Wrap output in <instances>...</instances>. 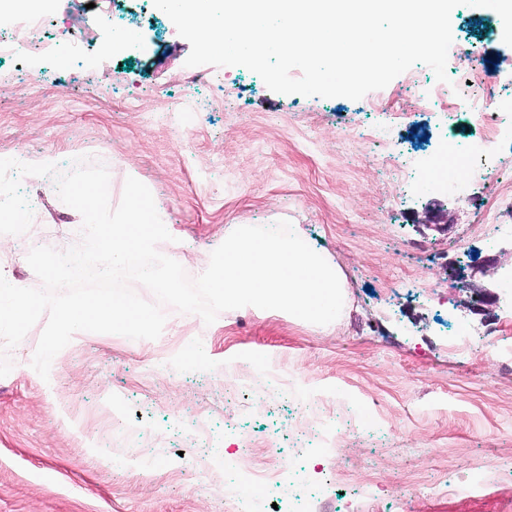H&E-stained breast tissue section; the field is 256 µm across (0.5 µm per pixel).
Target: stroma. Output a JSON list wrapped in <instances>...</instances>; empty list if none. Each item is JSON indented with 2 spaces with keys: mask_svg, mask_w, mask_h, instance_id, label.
Here are the masks:
<instances>
[{
  "mask_svg": "<svg viewBox=\"0 0 512 512\" xmlns=\"http://www.w3.org/2000/svg\"><path fill=\"white\" fill-rule=\"evenodd\" d=\"M112 10L111 26L87 28L72 0H54L43 38L84 51L66 68L0 60V156L104 163L114 206L138 179L173 236L159 251L192 278L233 226L297 224L341 269L346 306L325 330L275 310L208 325L169 307L155 340L72 339L46 380L31 366L37 322L0 378V512H238L230 471L262 491V512H288L287 491L264 494L261 475L287 470L292 448L316 451L305 475L324 485L320 512H512V291L501 287L512 213L486 212L490 191L475 179L439 195L445 228H429L434 199L384 170L367 141L394 130L424 166L445 135L479 140L472 114L485 101L454 98L447 120L403 115L389 101L404 74L353 101L276 94L242 66L213 68L190 90L191 46L169 17L151 0ZM116 28L135 34L138 54L113 52ZM21 187L35 218L0 237V267L37 288L29 250L68 249L81 224L52 177ZM485 289L496 303L475 304ZM189 344L201 364L180 358ZM329 419L342 426L325 446ZM119 427L142 447L102 448Z\"/></svg>",
  "mask_w": 512,
  "mask_h": 512,
  "instance_id": "stroma-1",
  "label": "stroma"
}]
</instances>
